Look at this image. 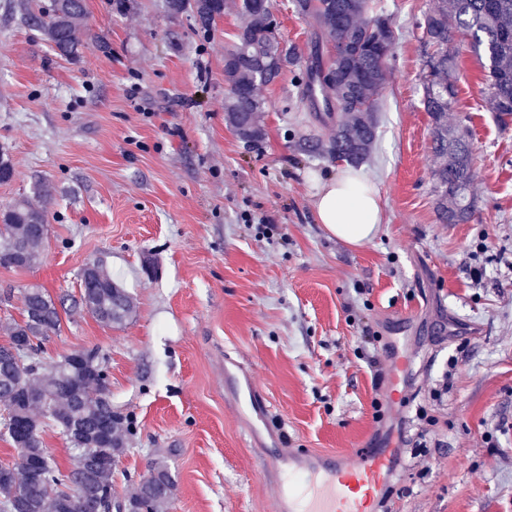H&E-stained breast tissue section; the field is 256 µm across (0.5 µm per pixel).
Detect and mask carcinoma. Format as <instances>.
I'll return each instance as SVG.
<instances>
[{"label":"carcinoma","instance_id":"carcinoma-1","mask_svg":"<svg viewBox=\"0 0 512 512\" xmlns=\"http://www.w3.org/2000/svg\"><path fill=\"white\" fill-rule=\"evenodd\" d=\"M170 12L185 10L203 28L224 15V0H167ZM302 15L317 21L322 36L333 44L328 63L317 59L310 68L307 92L321 94L326 111L342 113L336 133L327 146L330 156L350 163L366 160L378 129L379 94L395 46L390 17L378 12L374 0H295ZM244 24L237 41L225 51L224 99L226 120L234 132L250 143L265 138L261 120L264 103L260 85L274 82L298 56L295 48L276 33L271 0H240ZM85 16L84 0H54L51 14L41 21L46 41L60 55L76 58L82 43L77 32ZM426 52L422 79L424 110L431 118L433 149L441 158L433 172L435 209L448 224H464L474 212L468 196L473 179V156L464 131L448 125L455 89L448 82L456 56L448 44L461 35L484 60V93L503 125L512 120V0H433L424 17ZM47 234L44 213L28 201L13 203L0 213V264L34 267ZM81 304L89 312H102L106 326L127 320L134 311L128 292L98 267L82 275ZM24 313L36 319L7 326L15 345L44 353V342L60 328L56 301L38 286L25 289ZM38 371L27 388L19 382L10 348L0 346V433L20 452L12 465H0V507L21 501L26 512H95L116 500L112 470L95 462L107 456L117 462L126 452L129 428L124 417L112 411L108 376L99 363L76 378L68 361L38 360ZM73 420L82 427L79 440L70 444L77 452L73 469L61 467L46 452L41 438L45 427L65 428ZM85 487L80 500H68L73 482ZM175 483L167 467L155 462L147 476L125 500L132 512H163L174 495Z\"/></svg>","mask_w":512,"mask_h":512}]
</instances>
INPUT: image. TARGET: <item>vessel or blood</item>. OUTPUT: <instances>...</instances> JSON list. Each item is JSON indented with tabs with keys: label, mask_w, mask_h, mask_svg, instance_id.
Masks as SVG:
<instances>
[{
	"label": "vessel or blood",
	"mask_w": 512,
	"mask_h": 512,
	"mask_svg": "<svg viewBox=\"0 0 512 512\" xmlns=\"http://www.w3.org/2000/svg\"><path fill=\"white\" fill-rule=\"evenodd\" d=\"M394 447L387 442L363 446L353 463L332 453L306 452L269 462L282 474L275 512H381L393 481Z\"/></svg>",
	"instance_id": "b4317fda"
}]
</instances>
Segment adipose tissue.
I'll return each mask as SVG.
<instances>
[{
  "instance_id": "ef3b65f1",
  "label": "adipose tissue",
  "mask_w": 512,
  "mask_h": 512,
  "mask_svg": "<svg viewBox=\"0 0 512 512\" xmlns=\"http://www.w3.org/2000/svg\"><path fill=\"white\" fill-rule=\"evenodd\" d=\"M313 209L329 236L354 248L372 241L384 222L378 187L363 169L352 166L320 181Z\"/></svg>"
}]
</instances>
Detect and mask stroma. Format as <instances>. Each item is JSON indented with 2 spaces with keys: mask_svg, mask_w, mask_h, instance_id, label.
I'll use <instances>...</instances> for the list:
<instances>
[{
  "mask_svg": "<svg viewBox=\"0 0 512 512\" xmlns=\"http://www.w3.org/2000/svg\"><path fill=\"white\" fill-rule=\"evenodd\" d=\"M237 2L206 30L166 0H85L70 59L33 22L52 0H0V150L13 164L0 210L24 199L48 224L34 267L0 265V346L25 288L64 299L44 356H103L112 406L135 423L114 489L128 494L163 461L168 512H274L263 445L275 437L287 452L349 460L361 443L394 440L393 512H512V124L490 109L481 60L450 46L448 122L469 132L476 211L442 224L421 104L430 0H376L400 30L362 164L385 222L352 248L312 207L315 180L340 162L299 149L336 130L338 113L298 83L333 46L294 0H273L300 60L258 87L266 136L246 143L224 118ZM89 263L132 296L130 319L109 327L78 307ZM396 344L411 366L392 402ZM241 368L272 412L255 441L224 391Z\"/></svg>",
  "mask_w": 512,
  "mask_h": 512,
  "instance_id": "obj_1",
  "label": "stroma"
}]
</instances>
